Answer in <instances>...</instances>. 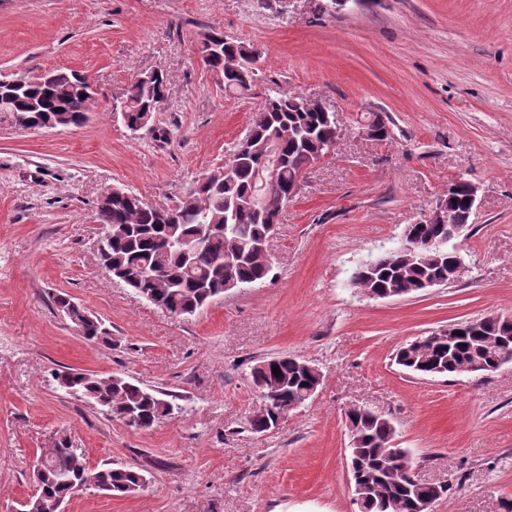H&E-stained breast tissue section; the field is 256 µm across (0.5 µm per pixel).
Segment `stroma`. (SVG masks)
Instances as JSON below:
<instances>
[{
	"label": "stroma",
	"mask_w": 512,
	"mask_h": 512,
	"mask_svg": "<svg viewBox=\"0 0 512 512\" xmlns=\"http://www.w3.org/2000/svg\"><path fill=\"white\" fill-rule=\"evenodd\" d=\"M0 0V76L92 74L85 123L31 131L0 112V512L29 493L59 441L90 465L141 469L138 495L86 491L65 512H357L344 411L388 417L425 482L448 486L435 512H503L512 500V363L490 374L419 376L405 343L488 314L512 317V0ZM256 46L258 80L229 97L203 66L208 29ZM162 71L156 128L128 130L137 76ZM320 100L342 137L284 208L262 282L190 317L114 282L100 263L104 186L171 206L228 159L268 90ZM388 116L393 139L361 136L357 115ZM478 188L454 283L374 299L351 278L398 245L449 181ZM100 318L91 343L52 302ZM299 357L318 394L257 433L250 370ZM119 375L174 394L182 413L135 430L66 395L57 373Z\"/></svg>",
	"instance_id": "35a3bbf8"
}]
</instances>
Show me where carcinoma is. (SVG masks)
I'll list each match as a JSON object with an SVG mask.
<instances>
[{
	"mask_svg": "<svg viewBox=\"0 0 512 512\" xmlns=\"http://www.w3.org/2000/svg\"><path fill=\"white\" fill-rule=\"evenodd\" d=\"M202 63L214 72L228 95H244L252 90L257 70L248 66L256 52L254 45L224 36L210 29L198 41ZM21 82L0 92V112L10 113L15 123L26 129L38 118L64 120L80 125L91 111L93 97L83 96L74 71L54 70L40 82L36 77L19 76ZM167 97V82L162 74L149 81H135L127 94L125 112L128 122L138 123L161 109ZM334 113L305 109L297 96L271 90L263 102V112L254 123L255 134L240 155L228 159L224 168L229 175L198 182L179 203L168 207L172 218H162L157 207L131 191L112 198L108 205L98 204V218L112 235L105 240L112 275L135 293L153 295L157 306L177 316H192L205 308L224 288L236 289L263 281L270 269L269 259L253 250V244L268 237L279 224V193L294 189L305 165L331 153ZM277 148L279 166L273 187L274 197L264 205L253 204L250 193L258 165L267 150ZM464 190L448 197L447 212L462 217L469 212ZM206 238L192 263H187L179 243L201 229ZM413 238L429 244V260L413 263L406 249H390L384 262L366 261L352 276L353 286L387 291L401 288L407 294L419 291L432 279H448L450 268L458 264L459 250L448 245L446 227L425 220L411 225ZM242 254L234 266L224 265V257ZM56 306L66 307L65 316L90 341L107 340L102 323L85 308L70 306V299L59 294ZM512 352V321L492 314L473 322L464 337L451 343L427 336L402 346L395 362L421 376H458L463 368H479L482 373L497 369L504 351ZM278 366L280 375L272 373ZM255 386L276 387L277 406L297 409L305 406L306 394L318 376L297 358L280 356L266 366L259 362L251 368ZM60 387L72 396L92 403L111 418L136 430H148L179 408L176 396L144 388L122 376L103 377L89 372H69L57 376ZM356 427L360 445L349 449L351 459L367 482V490L358 512H418L417 505L434 492L431 484L411 483L394 477V471L413 465L408 449H396L399 458L389 456L395 427L386 417L372 411L358 415ZM89 487L110 496H131L144 490L140 471L130 466L109 463L93 468L85 454L65 442L39 455L33 471V489L25 496L21 512H55L61 501Z\"/></svg>",
	"mask_w": 512,
	"mask_h": 512,
	"instance_id": "carcinoma-1",
	"label": "carcinoma"
}]
</instances>
